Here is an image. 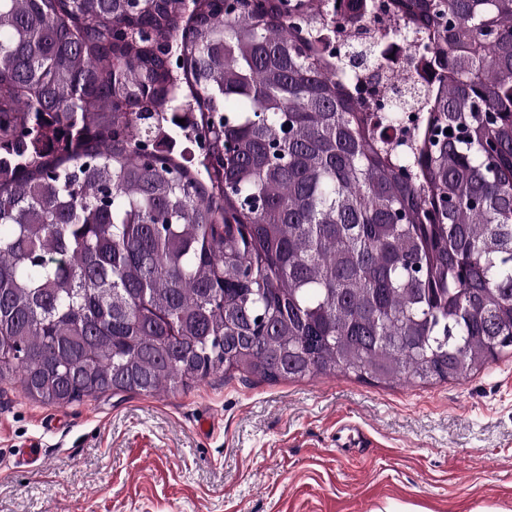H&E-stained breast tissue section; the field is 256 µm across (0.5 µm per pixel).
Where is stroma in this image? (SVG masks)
<instances>
[{"label": "stroma", "instance_id": "obj_1", "mask_svg": "<svg viewBox=\"0 0 512 512\" xmlns=\"http://www.w3.org/2000/svg\"><path fill=\"white\" fill-rule=\"evenodd\" d=\"M0 512H512V354L422 386L220 371L47 406L0 382Z\"/></svg>", "mask_w": 512, "mask_h": 512}]
</instances>
